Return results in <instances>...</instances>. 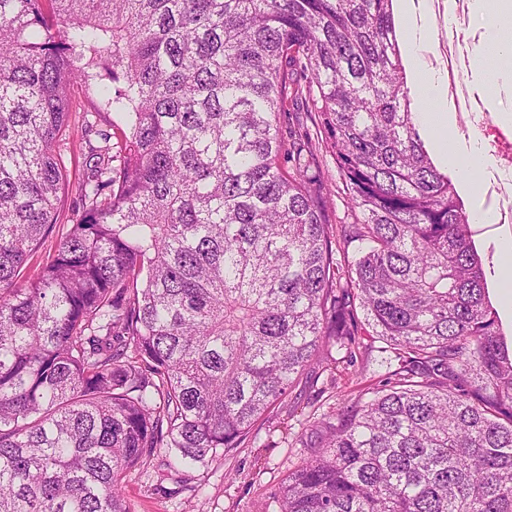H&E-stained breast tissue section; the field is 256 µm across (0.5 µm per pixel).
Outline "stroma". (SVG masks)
<instances>
[{
  "instance_id": "35a3bbf8",
  "label": "stroma",
  "mask_w": 512,
  "mask_h": 512,
  "mask_svg": "<svg viewBox=\"0 0 512 512\" xmlns=\"http://www.w3.org/2000/svg\"><path fill=\"white\" fill-rule=\"evenodd\" d=\"M460 28L467 34L471 85L482 97L486 111L497 113L502 122H512V62L491 59L484 49L482 30L470 22H461ZM75 100L78 110L72 113L58 144L62 150L78 143L83 121L106 130L113 119L112 114L98 109L91 91L76 89ZM384 373V367L375 363L362 376H335L325 365H311L282 403L266 415L270 447L240 448L224 460L195 470V480L202 486L197 497L179 491L177 476L159 461L132 470L123 487L130 512H280L278 492L292 466V456L311 436L305 428L306 417L354 400Z\"/></svg>"
}]
</instances>
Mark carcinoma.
<instances>
[{
    "instance_id": "carcinoma-1",
    "label": "carcinoma",
    "mask_w": 512,
    "mask_h": 512,
    "mask_svg": "<svg viewBox=\"0 0 512 512\" xmlns=\"http://www.w3.org/2000/svg\"><path fill=\"white\" fill-rule=\"evenodd\" d=\"M398 5L0 0V512H129L160 452L198 495L190 471L255 443L308 366L353 358L358 308L396 368L313 422L280 512H512V348L415 123ZM78 83L129 133L85 125L57 238ZM321 153H323L322 176L324 177V180L327 182L328 187L331 190V196H329L328 205L332 211H335V214H337L339 217H343L344 211L346 210V203L343 199L344 195L336 194V185L342 187L336 165L329 153L326 155L325 150Z\"/></svg>"
}]
</instances>
